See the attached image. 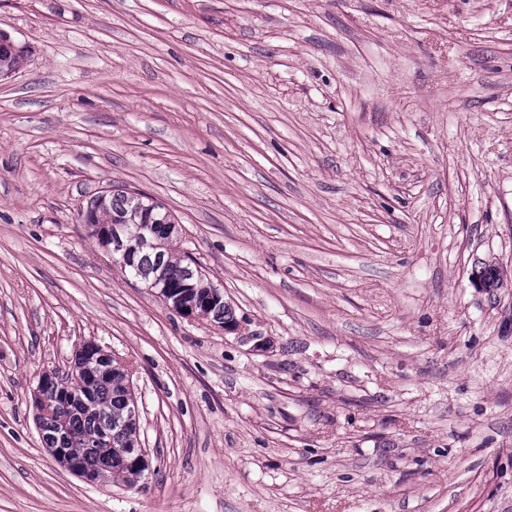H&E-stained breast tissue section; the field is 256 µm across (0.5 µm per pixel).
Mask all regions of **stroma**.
<instances>
[{
    "label": "stroma",
    "mask_w": 512,
    "mask_h": 512,
    "mask_svg": "<svg viewBox=\"0 0 512 512\" xmlns=\"http://www.w3.org/2000/svg\"><path fill=\"white\" fill-rule=\"evenodd\" d=\"M1 31L0 512H512V0H0ZM109 189L175 215L239 331L113 262ZM86 340L132 375L133 488L41 443Z\"/></svg>",
    "instance_id": "obj_1"
}]
</instances>
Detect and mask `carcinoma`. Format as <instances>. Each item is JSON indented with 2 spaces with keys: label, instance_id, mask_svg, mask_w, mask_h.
I'll use <instances>...</instances> for the list:
<instances>
[{
  "label": "carcinoma",
  "instance_id": "obj_1",
  "mask_svg": "<svg viewBox=\"0 0 512 512\" xmlns=\"http://www.w3.org/2000/svg\"><path fill=\"white\" fill-rule=\"evenodd\" d=\"M23 61L20 50H11L0 45V73L14 71ZM162 213L163 205L143 195L124 191H105L95 196L82 214L84 223L90 225L92 235L99 236L101 224H123L129 235L137 232V225L144 223L149 207ZM173 235H161L152 240V245L142 248L134 274L150 288L166 285L178 288L184 282L191 283L192 297L202 301L214 291L213 284L205 274L172 252ZM202 315L222 324L233 320L232 312L224 299H216L202 306ZM86 360L93 365L105 362L107 369L75 374L65 378L67 389L46 385L41 389L44 403L35 415L36 424L42 433L45 448L56 455L58 438L68 437L66 450L85 469L98 475L99 482L106 483L114 476L134 486L138 483L134 467L129 465V449L139 447V427L129 421V407L124 385L126 367L120 359L103 352L102 349L90 354H76V360ZM107 436L112 448H100L96 439Z\"/></svg>",
  "mask_w": 512,
  "mask_h": 512
}]
</instances>
